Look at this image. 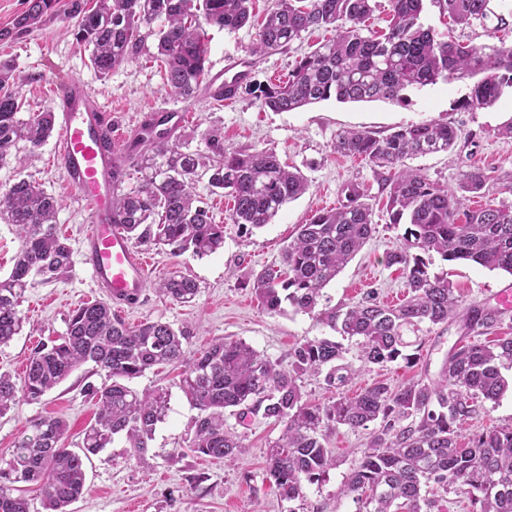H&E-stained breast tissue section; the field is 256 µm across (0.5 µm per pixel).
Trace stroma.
<instances>
[{
  "label": "stroma",
  "instance_id": "stroma-1",
  "mask_svg": "<svg viewBox=\"0 0 512 512\" xmlns=\"http://www.w3.org/2000/svg\"><path fill=\"white\" fill-rule=\"evenodd\" d=\"M69 3L59 0L57 15L32 33L13 41L0 40V62H9L23 81L22 115L49 109L50 84L72 76L80 77L89 95L111 112L113 127L130 134L147 114L179 106V99L165 91L164 68L155 58L153 35H145L136 60L114 68L109 75H99L89 62L88 51L73 39L71 23L65 16ZM423 21L436 32L452 33L486 53L502 44L512 45V26L494 33L478 25L462 28L443 15L433 0H427ZM206 32L208 67L213 70L220 68L225 58L246 55L256 43L259 29L246 26L230 32L210 26ZM329 36V31L322 28L303 33L288 48L257 60L251 81L263 84L287 79L296 59ZM471 88L468 80H441L408 90L402 102L329 100L290 112L271 111L247 94L237 95L228 106L198 101L179 130L190 149H205L204 132L218 128L224 133L225 146L273 152L281 162L299 169L309 188L284 206L271 224L249 233L233 222L231 198L211 193L207 182H200L197 194L208 203L214 222L224 227L223 249L200 259L188 253L174 257L165 249L142 247V254L151 261L149 286L138 309L120 312V319L130 326L162 321L176 329H188L191 335L186 350L192 355L215 341L242 340L270 359L284 362L298 343L333 338V331L314 315L290 310L271 315L264 311L254 293L253 275L266 267H281L283 248L296 225L307 223L321 211L324 197H331L333 206H340L343 187L349 182L364 190L373 208L376 231L336 280L325 287L321 303L327 307L348 306L362 301L371 290L382 300L404 293L403 276L385 261L387 252L402 244L406 231L405 225L391 224L386 213V180L391 172L337 153L336 136L350 129L384 136L399 127L425 121L449 124L458 133L453 149L408 158L406 166L449 188L456 187L471 167H480L487 176V186L482 195L470 198L468 208L475 210L488 203L512 208V138L498 133L512 119V87L503 88L495 104L485 108L470 106ZM54 145L50 139L32 152L27 143H18L12 158L0 164V188L26 178L59 197L57 230L73 251L72 267L66 276L27 288L20 306L24 328L8 345L0 346V371L16 376L22 375L41 340L65 332L72 309L100 297L80 252L89 214L65 173L50 165ZM429 261L432 272L447 274L465 310L495 305L499 289L512 286V275L501 270L448 262L435 253ZM174 271L197 280L200 292L192 302H176L156 290V283ZM466 333V321L461 316L444 324L423 325L422 344L415 360L409 363L400 359L382 367L363 366L356 340H343L345 360L355 371L352 380L339 392L328 387L323 377L303 376V398L323 405L338 394L352 396L378 381L397 386L411 380L435 379L449 351ZM179 374V369L167 366L130 380V387L141 394L166 387L171 410L157 424L145 458L132 457L125 440L118 438L86 462L85 490L72 504V512H359V503L341 495L340 489L365 448L367 431L341 428L330 432L325 446L336 461L335 467L324 481L305 485L302 497L283 500L271 489L266 474V450L280 436L281 425L259 416L240 422L233 415H225L227 428L243 444L237 460L227 465L197 455L190 450L189 439L198 411L181 390ZM105 380V371L88 364L41 401H22L13 406L0 416V458H8L23 430L48 417L65 419L69 425L68 445L79 448L96 411L89 389L101 386Z\"/></svg>",
  "mask_w": 512,
  "mask_h": 512
}]
</instances>
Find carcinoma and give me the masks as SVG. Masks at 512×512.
<instances>
[{
	"instance_id": "carcinoma-1",
	"label": "carcinoma",
	"mask_w": 512,
	"mask_h": 512,
	"mask_svg": "<svg viewBox=\"0 0 512 512\" xmlns=\"http://www.w3.org/2000/svg\"><path fill=\"white\" fill-rule=\"evenodd\" d=\"M425 0H391L388 30L364 36L360 24L372 0H274L250 54L262 57L283 50L313 28H333V39L296 61L288 80L237 84L274 112H288L335 99L338 102L402 101L411 88L440 79L474 80L469 104L489 106L504 86L512 87V46L485 53L420 22ZM456 24L478 23L494 30L512 25V11L495 10L492 0H433ZM56 0H28L13 29L0 39L39 28ZM252 0H99L87 10L71 0L68 19L76 44L89 51L100 74L133 61L141 29L162 20L154 32L157 57L169 90L183 102H195L206 79L208 46L203 25L237 30L249 24ZM20 77L0 64V163L24 141L40 148L52 135L50 110L19 117ZM456 130L437 122L403 126L385 136L368 130L338 134L336 152L394 171L386 203L389 223L409 225L400 248L386 255L406 279V299L397 305L379 300L341 308H319L322 291L361 251L374 232L373 213L359 187L349 183L340 207L315 214L297 226L283 250L285 270L263 269L253 288L264 310L279 315L291 308L314 314L332 330L359 345L364 364L383 366L410 356L420 346L421 325L448 322L459 300L448 277L430 272L425 255L445 261H470L512 274V209L488 204L464 210L467 195L482 193L487 175L474 167L455 189L442 187L404 160L452 149ZM207 150L171 142L164 131L133 139L141 174L138 189L112 199V211L131 241L168 245L174 256L203 258L224 247V225L212 222L209 209L195 194L207 178L214 190L233 201V220L245 231L260 229L282 207L308 189L298 170L282 166L274 153L224 146V134H205ZM58 199L40 184L18 178L0 191V221L15 226L21 248L6 278H0V345L23 329L18 306L30 279L49 283L72 266V252L55 227ZM158 292L187 303L199 292L195 279L174 275L157 284ZM498 308L467 312L468 327L487 330L501 321ZM188 332L159 321L128 327L105 301L73 310L65 333L42 341L30 355L23 377L0 372V415L18 401L36 402L88 363L104 370L108 381L93 390L98 409L84 432L81 448L66 445L68 425L47 418L24 430L9 458L0 461V512H30L19 485H34L47 512H69L81 498L86 473L83 459L123 437L133 456L143 458L156 425L170 409L165 388L138 394L127 381L156 366L184 367L180 388L199 410L190 448L196 453L234 462L242 443L224 426V410L240 420L260 415L283 426L266 452L271 487L283 500L302 494L304 485L322 481L335 466L324 441L340 427L350 430L376 424L360 459L346 477L341 494L362 503L365 512H442L448 491L467 487L474 512H512V427L493 426L462 442L459 430L479 413L481 399L496 402L508 390L503 370H512V336L494 343L460 341L448 354L439 377L392 387L378 381L354 396L324 404L303 400L298 381L325 374L327 386L340 388L354 375L343 347L326 338L309 339L289 353L287 365L272 361L243 341L215 342L192 357Z\"/></svg>"
}]
</instances>
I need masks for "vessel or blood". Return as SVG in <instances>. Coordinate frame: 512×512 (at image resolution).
I'll return each instance as SVG.
<instances>
[{
    "label": "vessel or blood",
    "instance_id": "obj_1",
    "mask_svg": "<svg viewBox=\"0 0 512 512\" xmlns=\"http://www.w3.org/2000/svg\"><path fill=\"white\" fill-rule=\"evenodd\" d=\"M244 65L240 58L226 59L203 89L207 100L230 104L231 96L224 93L227 76ZM52 105L59 122L53 161L65 172L90 214L82 242L84 262L113 305L137 304L147 288L148 262L121 224L112 220V198L121 191L124 179L118 174L117 152L105 151L98 141L99 129L111 125L112 117L89 99L77 77L55 86Z\"/></svg>",
    "mask_w": 512,
    "mask_h": 512
}]
</instances>
